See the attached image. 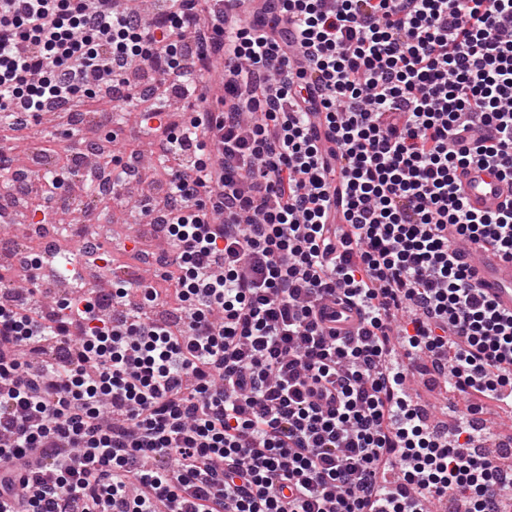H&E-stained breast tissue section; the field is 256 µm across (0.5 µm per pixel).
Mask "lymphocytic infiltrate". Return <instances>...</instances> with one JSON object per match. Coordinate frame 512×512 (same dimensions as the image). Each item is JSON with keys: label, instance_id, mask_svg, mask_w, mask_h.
I'll use <instances>...</instances> for the list:
<instances>
[{"label": "lymphocytic infiltrate", "instance_id": "1", "mask_svg": "<svg viewBox=\"0 0 512 512\" xmlns=\"http://www.w3.org/2000/svg\"><path fill=\"white\" fill-rule=\"evenodd\" d=\"M0 0V115L77 102L152 61L153 114L222 95L165 138L178 324L116 285L121 326L78 288L55 317L0 303V512H501L476 430L405 394L439 372L512 391V314L453 239L512 259V205L465 206L454 174L512 179V0ZM299 35L279 42L282 24ZM359 318L337 328L335 304ZM150 466H142V459Z\"/></svg>", "mask_w": 512, "mask_h": 512}]
</instances>
